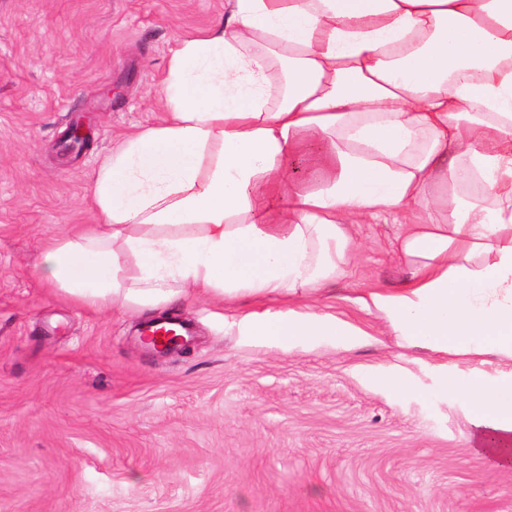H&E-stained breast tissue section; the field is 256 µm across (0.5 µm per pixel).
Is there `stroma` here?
<instances>
[{
	"label": "stroma",
	"mask_w": 512,
	"mask_h": 512,
	"mask_svg": "<svg viewBox=\"0 0 512 512\" xmlns=\"http://www.w3.org/2000/svg\"><path fill=\"white\" fill-rule=\"evenodd\" d=\"M225 0H0V512H512V467L479 454L442 372L512 376V362L404 348L357 299L399 289L398 214L351 225L354 257L316 310L362 336L286 345L241 328L284 298L192 294L194 329L165 357L148 311L97 310L48 288L47 239L96 221L92 184L164 115L180 39ZM78 118L93 145L64 141ZM408 376L406 392L390 376Z\"/></svg>",
	"instance_id": "obj_1"
}]
</instances>
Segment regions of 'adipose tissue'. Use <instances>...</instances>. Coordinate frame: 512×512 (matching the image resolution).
Instances as JSON below:
<instances>
[{
	"mask_svg": "<svg viewBox=\"0 0 512 512\" xmlns=\"http://www.w3.org/2000/svg\"><path fill=\"white\" fill-rule=\"evenodd\" d=\"M163 93L165 118L99 168L97 224L51 239L42 280L97 308L310 296L351 257L349 225L398 212L410 277L363 305L402 344L512 361V0H226ZM310 138L314 187L287 170ZM245 322L262 339L360 334L308 309ZM440 390L512 463V377Z\"/></svg>",
	"mask_w": 512,
	"mask_h": 512,
	"instance_id": "obj_1",
	"label": "adipose tissue"
}]
</instances>
